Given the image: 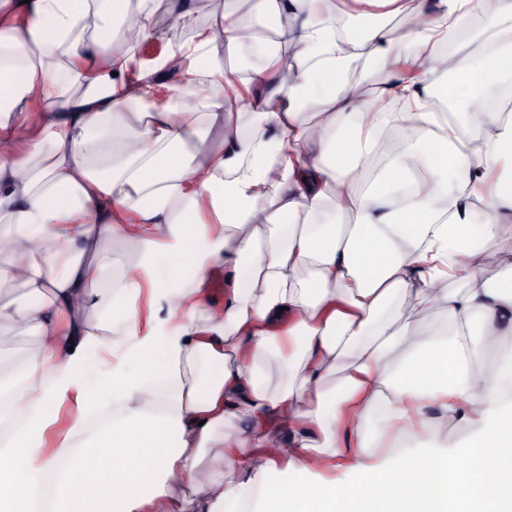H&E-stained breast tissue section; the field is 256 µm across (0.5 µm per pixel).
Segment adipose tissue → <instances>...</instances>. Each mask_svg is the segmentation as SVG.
Segmentation results:
<instances>
[{
  "mask_svg": "<svg viewBox=\"0 0 512 512\" xmlns=\"http://www.w3.org/2000/svg\"><path fill=\"white\" fill-rule=\"evenodd\" d=\"M249 2V18L200 27L202 0H0V224L28 290L0 298V323L42 338L28 384L0 404V423L26 417L0 442V512H185L168 497L174 481L205 512H512V260L497 287L476 283L512 224V119L481 91L512 43L465 56L443 85L465 127L419 93L394 112L345 77L394 40L430 86L434 45L468 28L481 0H417L415 27L344 40L330 0ZM269 18L278 44L300 48L293 74L282 81L265 53L241 101L259 132L226 118L220 145L201 147L196 116L226 108L225 51L267 45L258 24ZM186 27L192 41L136 63L133 43ZM168 71L183 81L162 100L153 81ZM314 100L323 111L302 123ZM131 111L143 118L133 139ZM389 129L404 149L367 179ZM461 168L477 183L495 177L482 210L448 184ZM329 186L349 223H319ZM240 225L248 234H227ZM115 237L140 259L112 277ZM95 293L124 321L120 342L86 332ZM406 296L447 311V324L420 330ZM344 358L327 395L322 381ZM272 359L290 377L275 393L261 372ZM73 391L81 414L118 411L86 438L74 422L46 453ZM371 421L395 426L400 450L371 452ZM231 422L242 428L227 441ZM451 423L464 438L449 440ZM205 462L241 478L214 490L199 478Z\"/></svg>",
  "mask_w": 512,
  "mask_h": 512,
  "instance_id": "1",
  "label": "adipose tissue"
}]
</instances>
